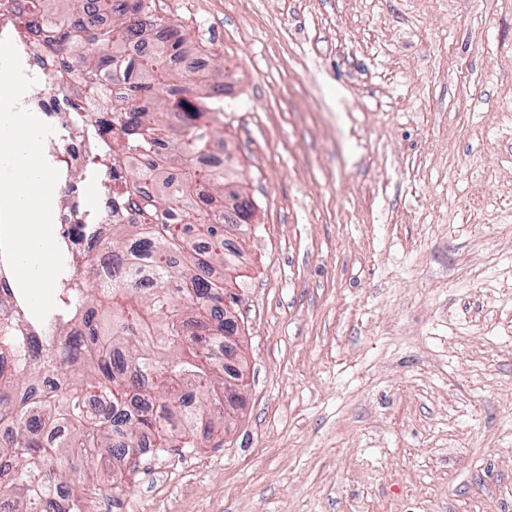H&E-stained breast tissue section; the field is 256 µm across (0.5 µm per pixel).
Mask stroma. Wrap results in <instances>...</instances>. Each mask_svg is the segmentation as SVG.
<instances>
[{
  "label": "stroma",
  "mask_w": 512,
  "mask_h": 512,
  "mask_svg": "<svg viewBox=\"0 0 512 512\" xmlns=\"http://www.w3.org/2000/svg\"><path fill=\"white\" fill-rule=\"evenodd\" d=\"M216 43L247 383L100 512H512V0H162Z\"/></svg>",
  "instance_id": "obj_1"
}]
</instances>
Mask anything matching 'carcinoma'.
<instances>
[{"label":"carcinoma","mask_w":512,"mask_h":512,"mask_svg":"<svg viewBox=\"0 0 512 512\" xmlns=\"http://www.w3.org/2000/svg\"><path fill=\"white\" fill-rule=\"evenodd\" d=\"M81 0H25L30 29H56L60 71L82 77L97 94L109 81L124 82L111 113L89 118L112 129L108 150L131 157L125 188L106 190L108 207L130 208L112 225L104 248L116 259L112 286L103 290L90 273L72 271L78 288L63 290L68 314L25 335L22 315L0 324V504L8 512H80L60 489L70 474L91 472L140 451L200 448L224 431V283L218 269L235 267L217 226L250 230L251 202L239 219L218 210L226 170L198 173L192 157L206 152L224 111V86L173 68L176 47L158 41L132 76L122 57L146 29L167 24L157 0H103L106 27L87 15V47L76 46L65 15ZM166 211L173 224H157ZM126 485L93 484L86 495L124 494Z\"/></svg>","instance_id":"1"}]
</instances>
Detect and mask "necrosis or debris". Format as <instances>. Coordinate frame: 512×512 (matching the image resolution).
Masks as SVG:
<instances>
[{"label": "necrosis or debris", "instance_id": "4bbe7bcc", "mask_svg": "<svg viewBox=\"0 0 512 512\" xmlns=\"http://www.w3.org/2000/svg\"><path fill=\"white\" fill-rule=\"evenodd\" d=\"M20 3L21 0H0V38L12 41L25 74L35 80L22 96L21 107L37 113L53 129L44 141L43 153L59 172L56 184L59 198L53 207L55 240L64 266L72 268L88 262L101 269L112 263L101 244L112 226L125 219L126 213L103 204L90 205L88 192L119 184L129 161L119 155L109 165L91 168V161L102 156L108 137L91 131L86 120L76 118L71 105L78 102L84 112H100L106 106V99L93 96L83 79L73 76L62 81L53 79V63H40L41 52L34 38L18 25Z\"/></svg>", "mask_w": 512, "mask_h": 512}]
</instances>
